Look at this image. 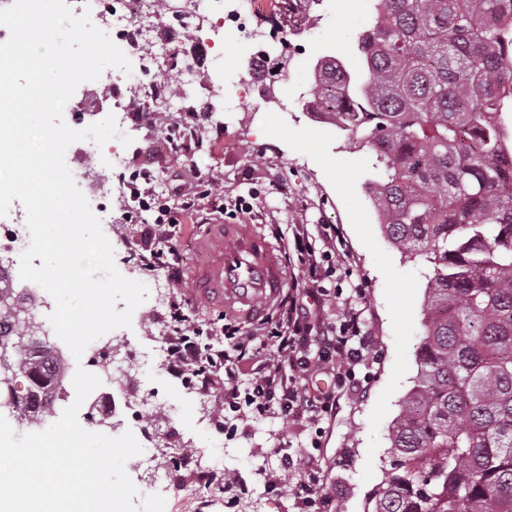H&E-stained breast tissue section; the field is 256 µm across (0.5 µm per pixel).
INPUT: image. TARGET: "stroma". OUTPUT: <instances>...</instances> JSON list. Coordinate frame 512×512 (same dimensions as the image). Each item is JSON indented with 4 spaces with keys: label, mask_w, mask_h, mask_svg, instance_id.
Returning a JSON list of instances; mask_svg holds the SVG:
<instances>
[{
    "label": "stroma",
    "mask_w": 512,
    "mask_h": 512,
    "mask_svg": "<svg viewBox=\"0 0 512 512\" xmlns=\"http://www.w3.org/2000/svg\"><path fill=\"white\" fill-rule=\"evenodd\" d=\"M340 0H324L319 10L297 14L294 20L280 18L284 41L304 46V53L291 60L290 72L281 85L288 99L287 109L278 104L263 105L254 122L228 128L222 134L202 132V146L186 160L204 179L213 183L212 197L202 199V207L223 204L228 224H250L274 246L275 257H283L293 246L292 234L277 236L273 225L335 224L343 240L327 244L330 255L326 287L336 289L335 297L324 305L308 302L310 311H322L327 321H335L344 304L352 302L364 309L366 324L374 336L380 361L372 371L365 392L342 397L336 416L325 417L320 425L292 424L269 414L241 423L233 436L216 429L211 413L222 405V393L202 395L184 384L167 369L157 355L164 346L169 312L153 309L144 302L133 313L132 325L113 330L101 338L113 349H132L141 359L129 384H112L116 405L112 423L94 426L90 403H83L78 420L84 429L117 437L133 432L141 446L155 443L162 448H199L205 461L217 473L233 475L234 489L249 512H296V473L284 471L283 455L313 453L321 464L326 488L336 495V512H364L365 495L382 478V467L390 451V428L400 412L403 397L413 387L418 373L417 347L423 334L422 306L429 265L424 258H406L382 232L365 182L372 178V157L351 144L346 135L332 134L326 125L314 122L303 112L301 93L307 92L312 70L321 52H328L360 71L354 53L355 41L370 18L369 0H356L348 17L340 15ZM196 40L185 30L181 48L186 60L199 65L224 86V105L235 108L250 104L243 92L253 83L250 50L246 43L225 38L215 60L195 56ZM104 80L80 84L64 111L66 122L80 120L88 126L108 116ZM157 131L144 124L123 153L130 165L153 158L161 177L153 182L156 197L174 203L173 190L181 165L160 157ZM76 165L89 170L90 180H78L83 194L98 193L99 201L114 213L124 210L123 198L111 193L117 181L106 148L91 141L71 145ZM350 169L348 181L329 179V167ZM253 205L252 213L238 212L239 199ZM153 213L129 229L113 231L118 271L126 278L154 287L166 279L164 271L145 273L141 265L144 246L152 245ZM199 228L183 224L160 243L174 247L180 258L179 279L168 281V299L178 300L187 320L205 335L219 336L233 313L224 305H204L191 293L190 273L215 261L216 252L199 249ZM321 436L320 448H312L314 436ZM165 512H226V493L217 487H200L191 468L169 472L161 490Z\"/></svg>",
    "instance_id": "35a3bbf8"
}]
</instances>
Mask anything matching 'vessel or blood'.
<instances>
[{"label": "vessel or blood", "instance_id": "vessel-or-blood-1", "mask_svg": "<svg viewBox=\"0 0 512 512\" xmlns=\"http://www.w3.org/2000/svg\"><path fill=\"white\" fill-rule=\"evenodd\" d=\"M221 231L231 245L217 263L197 275L195 295L206 302H224L248 319L260 316L280 292L286 274L275 261L268 240L252 226L228 224Z\"/></svg>", "mask_w": 512, "mask_h": 512}]
</instances>
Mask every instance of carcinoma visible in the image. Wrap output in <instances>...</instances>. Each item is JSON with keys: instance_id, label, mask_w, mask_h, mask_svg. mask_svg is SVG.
Segmentation results:
<instances>
[{"instance_id": "cac0c4a2", "label": "carcinoma", "mask_w": 512, "mask_h": 512, "mask_svg": "<svg viewBox=\"0 0 512 512\" xmlns=\"http://www.w3.org/2000/svg\"><path fill=\"white\" fill-rule=\"evenodd\" d=\"M370 2L364 79L327 59L309 95L371 150L379 224L430 271L418 374L366 512H512V0ZM2 340L0 376L62 388L64 360Z\"/></svg>"}]
</instances>
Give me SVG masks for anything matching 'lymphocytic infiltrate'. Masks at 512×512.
<instances>
[{
    "label": "lymphocytic infiltrate",
    "instance_id": "1",
    "mask_svg": "<svg viewBox=\"0 0 512 512\" xmlns=\"http://www.w3.org/2000/svg\"><path fill=\"white\" fill-rule=\"evenodd\" d=\"M212 194L211 181L189 174L176 188L177 206H158L154 232L167 234L179 224H214L224 215L223 206L200 209L199 200ZM293 240L301 274L283 292L272 314L263 320L225 324L221 346L201 355L192 340L191 329L180 314L179 302L171 304L172 325L165 338L168 366L185 378L186 384L207 393L216 378L224 380V407L233 413H273L292 420L306 416L319 423L334 413L339 391L363 392L357 367H371L376 360V343L363 319V312L345 306L336 321L314 319L299 303L300 296L323 302L330 295L325 288L323 254L310 243L304 224L294 225ZM244 359L252 362V377L239 385L235 368ZM330 375L327 387L316 386L318 376ZM289 470L300 472L296 493L299 512H334L335 497L325 487L318 461L312 456L287 459Z\"/></svg>",
    "mask_w": 512,
    "mask_h": 512
}]
</instances>
